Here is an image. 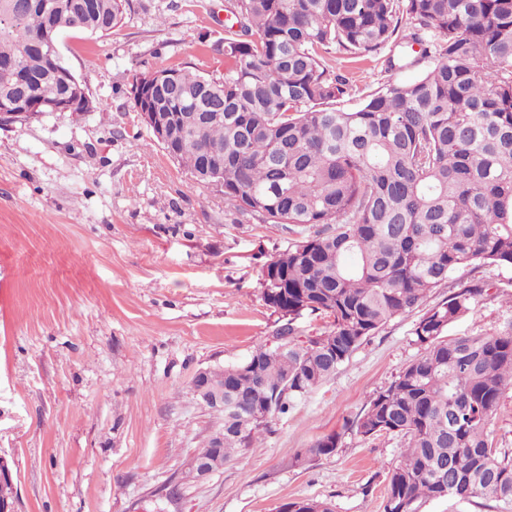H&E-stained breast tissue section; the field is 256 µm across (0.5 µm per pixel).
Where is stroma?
Returning a JSON list of instances; mask_svg holds the SVG:
<instances>
[{"instance_id": "1", "label": "stroma", "mask_w": 512, "mask_h": 512, "mask_svg": "<svg viewBox=\"0 0 512 512\" xmlns=\"http://www.w3.org/2000/svg\"><path fill=\"white\" fill-rule=\"evenodd\" d=\"M124 5L118 30L59 38L95 111L0 127V455L13 463L21 512H278L305 499L383 512L400 441L351 423L420 354L414 313L383 326L255 448L185 479L223 421L194 378L275 343L280 324L258 274L290 235L192 183L130 99L147 69L223 74L229 0ZM327 65L349 80L345 109L417 74L387 69L381 55L334 52ZM480 280L489 296L449 337L512 326V269L465 268L432 299ZM333 432L334 454L292 465Z\"/></svg>"}]
</instances>
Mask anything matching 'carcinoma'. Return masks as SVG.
I'll use <instances>...</instances> for the list:
<instances>
[{"label": "carcinoma", "instance_id": "1", "mask_svg": "<svg viewBox=\"0 0 512 512\" xmlns=\"http://www.w3.org/2000/svg\"><path fill=\"white\" fill-rule=\"evenodd\" d=\"M0 0V101L51 102L71 94L34 43L63 31L123 26V0ZM238 29L224 37V74L188 66L136 85L138 112L170 116L176 162L196 184L218 153L224 202L291 229L261 267L262 300L286 320L281 342L208 371L224 387V447L198 455L218 470L272 433L291 403L329 380L391 319L410 314L469 266L512 268V0H231ZM419 49H414V46ZM390 48L391 67L426 66L385 84L354 109L339 107L349 80L326 55ZM477 281L430 306L415 323L422 353L353 421L364 437L401 439L383 512L427 501L492 500L512 508V448L488 428L512 384V328L444 339L489 296ZM310 313L326 330L302 340ZM340 434L318 438L295 462L329 456ZM278 512H334L324 500Z\"/></svg>", "mask_w": 512, "mask_h": 512}]
</instances>
